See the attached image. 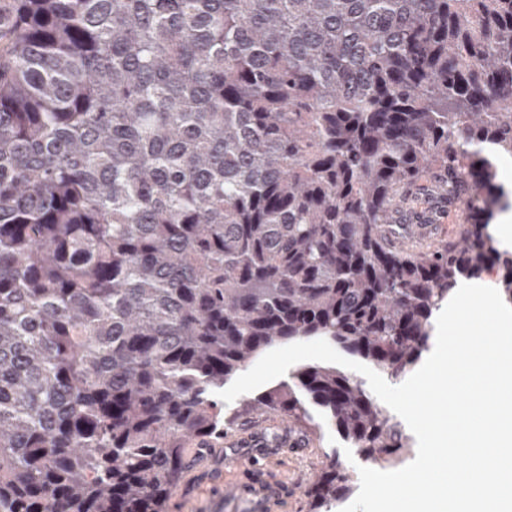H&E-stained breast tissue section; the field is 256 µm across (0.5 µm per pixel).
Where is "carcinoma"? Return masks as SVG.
I'll return each mask as SVG.
<instances>
[{
  "instance_id": "obj_1",
  "label": "carcinoma",
  "mask_w": 512,
  "mask_h": 512,
  "mask_svg": "<svg viewBox=\"0 0 512 512\" xmlns=\"http://www.w3.org/2000/svg\"><path fill=\"white\" fill-rule=\"evenodd\" d=\"M512 0H0V512H164L217 392L324 339L393 381L463 280L512 257ZM470 224L432 250L411 186ZM247 411L411 452L303 365ZM309 512L351 493L337 449Z\"/></svg>"
}]
</instances>
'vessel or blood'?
<instances>
[{
  "instance_id": "vessel-or-blood-1",
  "label": "vessel or blood",
  "mask_w": 512,
  "mask_h": 512,
  "mask_svg": "<svg viewBox=\"0 0 512 512\" xmlns=\"http://www.w3.org/2000/svg\"><path fill=\"white\" fill-rule=\"evenodd\" d=\"M288 499L287 486L269 468L237 459L224 481V500L243 503L245 512H281Z\"/></svg>"
}]
</instances>
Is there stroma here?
Here are the masks:
<instances>
[{
  "mask_svg": "<svg viewBox=\"0 0 512 512\" xmlns=\"http://www.w3.org/2000/svg\"><path fill=\"white\" fill-rule=\"evenodd\" d=\"M282 430L252 417L248 426L225 431L223 439L196 454L189 471L173 490L166 512H228L224 505V472L233 457L260 458L270 450H279L274 461L276 475L288 485V512H308L305 494L308 472L321 463L322 454L343 449V442L331 428H324L320 442L313 447L294 448L281 439Z\"/></svg>",
  "mask_w": 512,
  "mask_h": 512,
  "instance_id": "1",
  "label": "stroma"
}]
</instances>
